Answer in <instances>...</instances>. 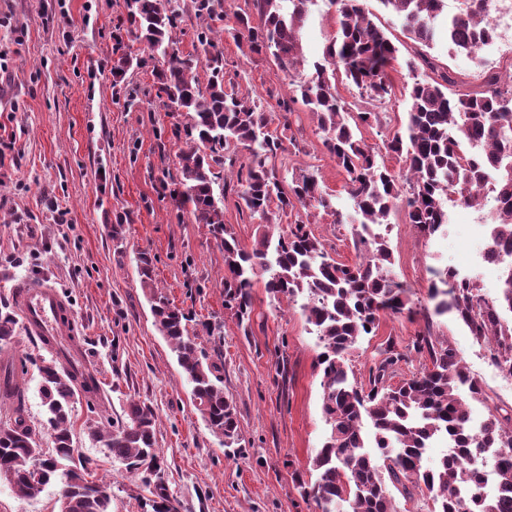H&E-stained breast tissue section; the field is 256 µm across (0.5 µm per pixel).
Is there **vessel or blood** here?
Here are the masks:
<instances>
[{"label":"vessel or blood","mask_w":512,"mask_h":512,"mask_svg":"<svg viewBox=\"0 0 512 512\" xmlns=\"http://www.w3.org/2000/svg\"><path fill=\"white\" fill-rule=\"evenodd\" d=\"M25 330L33 336L49 340L50 350L64 353L77 328L70 322L68 299L55 287L39 282L21 285L16 292Z\"/></svg>","instance_id":"obj_1"}]
</instances>
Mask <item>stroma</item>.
Returning <instances> with one entry per match:
<instances>
[{"instance_id": "35a3bbf8", "label": "stroma", "mask_w": 512, "mask_h": 512, "mask_svg": "<svg viewBox=\"0 0 512 512\" xmlns=\"http://www.w3.org/2000/svg\"><path fill=\"white\" fill-rule=\"evenodd\" d=\"M124 0H0V302L13 300L24 281L63 291L80 329V345L100 391L93 405L78 403L74 444L99 475L113 483L112 512H152L148 488L89 440L87 420L120 419L134 398L155 413L156 446L170 494L180 512H316L294 474L330 433L322 410V346L302 312V298L274 299L265 274L254 279V313L240 327L224 308V252L206 225L194 224L174 201L184 139L156 98L151 66L130 69L113 83L118 47L141 53L126 31ZM335 30L325 0H316L302 32L304 63L282 71L268 53H252L224 37V66L242 92L278 112L292 81L321 59ZM302 132L278 166L282 177L312 164L335 207L353 208L346 175L326 154L317 120L301 109ZM487 208L454 202L448 222L425 237L393 211L380 225L394 256L393 274L410 289L414 317H384L362 337L347 364L365 382L387 340L407 344L431 328L451 341L479 380L485 402L475 416L512 405V380L498 376L454 315H435L429 268L453 267L477 278L486 295L500 284L498 268L476 261ZM307 219L332 257L351 264L359 254L353 229L323 209ZM120 237H113V225ZM149 251L154 282L177 306L192 311L210 361L223 364L224 394L240 419L238 448L225 450L196 409L168 343L154 325L140 286L136 257ZM220 323L208 336L204 326ZM59 484L36 496L15 494L0 480V512H58Z\"/></svg>"}]
</instances>
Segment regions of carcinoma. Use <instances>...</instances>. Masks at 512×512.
<instances>
[{"instance_id": "1", "label": "carcinoma", "mask_w": 512, "mask_h": 512, "mask_svg": "<svg viewBox=\"0 0 512 512\" xmlns=\"http://www.w3.org/2000/svg\"><path fill=\"white\" fill-rule=\"evenodd\" d=\"M314 2L244 0L245 9L234 15L235 26L228 33L237 45L254 53L268 50L282 69H294L301 64L299 32ZM327 2L336 30L322 59L294 84L289 100L280 103L284 113L278 132L270 130L275 115L242 98L234 82L225 80L224 52L216 40L224 0H125L130 33L152 58H160L154 69L157 97H166V106L184 119L175 128L188 149L178 156L180 189L174 200L194 223L208 226L224 250V309L239 325L247 327L252 320V288L259 272L269 274L265 288L273 297H306L303 313L323 347L318 366L331 433L309 460L310 478L297 472L295 481L318 512H396L391 486L408 498H428L429 512H512V413H492L479 429L470 428L462 394L482 400L485 393L451 342L440 343L429 328L402 348L389 340L364 385L350 380L346 365L358 339L375 333L383 315L414 313L409 290L391 274L389 247L363 234L370 224L388 223L397 205H403L406 223L431 236L448 223L445 203L451 195L479 208V187L492 178L502 207L491 224L489 243L512 251V81L477 56L482 43L493 37L492 0H470L469 13L453 15L441 28L435 22L445 0H379L402 19L404 34L416 46L415 56L405 61L408 71L415 72L419 62L432 71L407 87L411 107L405 130L382 144L386 154L405 162L402 175L379 160L380 153L357 134L388 120L377 108L392 96L397 49L364 0ZM190 15L200 27L194 52L186 54L174 33ZM438 38L472 57L480 69L476 87L455 90L457 81L450 73L434 67L427 49ZM201 66L207 74L204 86L196 75ZM340 80L358 90L363 108L350 109L339 93ZM297 100L317 117L323 147L346 174L361 226L354 235L362 257L354 264L334 259L299 219L276 237L262 233L249 251L224 224L229 186L236 188L249 217L265 228L278 225L279 216L299 206L330 208L311 166L292 173L286 187L277 173L275 160L285 151L284 142L296 141L287 132L299 124L293 108ZM243 150L248 152L245 161L239 156ZM137 268L155 326L191 384L197 410L224 447H234L239 442L237 408L224 396L217 365L207 362L197 336L189 331L190 313L156 289L149 252L138 254ZM435 277L429 289L435 313H454L476 341L488 346L491 363L512 378V318L505 317L512 315V267L504 269L495 300L483 297L477 282L448 268ZM16 326L14 309L1 305V349L12 344ZM415 358L426 361L421 371L396 386L389 384L400 363ZM0 370V400L9 404V419L0 424V478L21 497L59 483V512H112V482L93 476L73 440L74 405L81 396L98 393L97 374L71 371L56 357L40 360L44 420L37 426L15 380L13 360ZM45 431L50 448L41 444ZM87 434L107 448L112 460L153 486V512H179L164 480L154 412L148 405L131 399L123 419L90 422ZM440 434L448 435L452 452L427 469L423 454ZM488 448L496 449L487 465L497 472L504 494L486 498L477 491L468 501L458 499L454 485L460 479L479 488L482 470L467 464Z\"/></svg>"}]
</instances>
